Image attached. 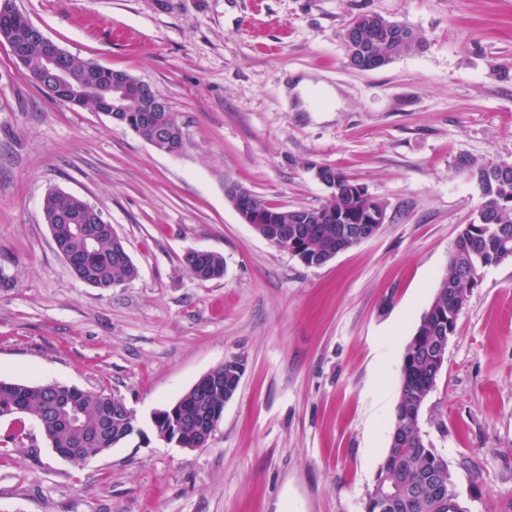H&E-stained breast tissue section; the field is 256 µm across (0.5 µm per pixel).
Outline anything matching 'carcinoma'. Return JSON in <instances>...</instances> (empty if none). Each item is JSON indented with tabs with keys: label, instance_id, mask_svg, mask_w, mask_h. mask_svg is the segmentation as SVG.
<instances>
[{
	"label": "carcinoma",
	"instance_id": "obj_1",
	"mask_svg": "<svg viewBox=\"0 0 512 512\" xmlns=\"http://www.w3.org/2000/svg\"><path fill=\"white\" fill-rule=\"evenodd\" d=\"M9 11H0V36L11 38L21 48L24 66L31 78L51 98H56L53 81L42 70L43 45L27 31L13 24V15L19 13L12 0H6ZM383 16L375 13L372 20L377 28L367 32L375 51L386 61H391L401 51H415L421 46L416 36L404 44L388 38L386 28L379 24ZM70 73L81 82L76 107L96 108L97 97L105 76L100 65L71 54L64 57ZM172 112H160L155 121L136 128V134L155 144V148L167 152L172 146L183 145L182 131L172 134L159 124L167 122ZM456 168L468 172L476 180L484 197L482 213L472 222L463 225L457 234L448 258V271L436 289L430 315L421 317L418 326L407 343L400 370V387L391 424L390 442L376 472L372 488L368 490L364 512H463L464 502L454 496L438 499L431 493L429 476L437 462L435 449L423 439L420 417L424 402L436 385L439 373L438 350L441 341L448 337L447 323L437 318V313L448 310L452 304L461 310L468 299V289L474 287L480 273L487 267L499 264L501 254L512 252V174L503 177L495 166L477 167L470 157L461 155ZM381 205L345 194L333 198L330 204L313 209V214L333 212L343 219H318L314 222L315 235L308 241L294 240V225H288V239L284 244L300 247L308 262L319 258L321 252L334 247L346 224H362L371 210ZM89 206L85 200L56 192H49L43 200L45 220L59 213L78 217ZM68 266L74 274L87 279L99 288H110L114 283L128 282L137 276L133 263L118 259L111 237H102L93 248L85 246L84 236L95 232L92 224L83 225V234L72 231L70 224H52ZM184 265L197 279L209 281L224 274L223 258L213 252L189 259ZM245 367L230 360L224 361V387L236 391L244 375ZM42 426L53 448H74L81 445L83 453L72 460L82 464L86 460L114 448L131 437L141 434L135 424L112 420V394L100 392H70L52 383L29 385L0 380V419H19L17 409ZM381 482L396 487L391 507L383 509L375 488Z\"/></svg>",
	"mask_w": 512,
	"mask_h": 512
}]
</instances>
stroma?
Here are the masks:
<instances>
[{
	"mask_svg": "<svg viewBox=\"0 0 512 512\" xmlns=\"http://www.w3.org/2000/svg\"><path fill=\"white\" fill-rule=\"evenodd\" d=\"M70 54L127 71L183 130L170 155L50 98L0 42V379L105 391L139 436L80 465L40 424L0 420V512H364L389 445L405 347L484 199L459 155L512 161V0H13ZM377 13L422 40L348 64L341 34ZM320 91L299 109L292 80ZM330 165L386 206L372 238L308 266L225 195L316 208ZM56 189L103 212L137 269L94 288L43 214ZM224 259L201 281L187 251ZM240 356L205 447L161 439L155 411ZM471 512H512V260L482 271L420 419Z\"/></svg>",
	"mask_w": 512,
	"mask_h": 512,
	"instance_id": "1",
	"label": "stroma"
}]
</instances>
